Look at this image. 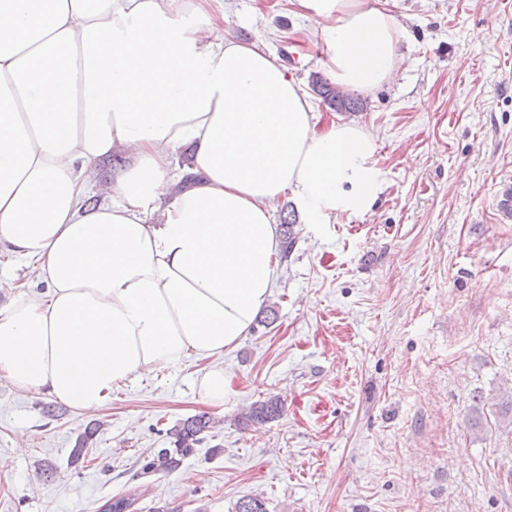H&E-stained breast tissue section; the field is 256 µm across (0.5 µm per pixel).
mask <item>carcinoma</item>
Listing matches in <instances>:
<instances>
[{"mask_svg":"<svg viewBox=\"0 0 512 512\" xmlns=\"http://www.w3.org/2000/svg\"><path fill=\"white\" fill-rule=\"evenodd\" d=\"M314 91L322 99L324 104L334 112H360L364 105L357 98H344L336 93V87L317 77L312 80ZM296 218L293 214L281 218L283 229L284 252L290 253L296 242L295 236ZM282 403L279 398L271 397L265 401L254 403L247 412L241 414L238 423L249 425L251 423L269 422L280 416ZM211 428L210 418L204 414L189 416L167 430V436L171 447L161 448L141 466L142 473L156 475L159 473H171L178 470L184 459L197 445L204 440L203 434ZM95 434V429L89 428L83 433L72 449L71 460L76 463L86 456L90 442ZM140 497L138 491H129L120 497H112L101 507V512H134V506Z\"/></svg>","mask_w":512,"mask_h":512,"instance_id":"carcinoma-1","label":"carcinoma"}]
</instances>
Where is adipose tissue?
<instances>
[{"label": "adipose tissue", "mask_w": 512, "mask_h": 512, "mask_svg": "<svg viewBox=\"0 0 512 512\" xmlns=\"http://www.w3.org/2000/svg\"><path fill=\"white\" fill-rule=\"evenodd\" d=\"M289 2L322 21L336 86L396 74L389 0ZM117 151L127 165L94 180ZM376 154L358 123L317 128L287 67L227 36L224 0H0V242L39 283L0 280V378L94 414L192 356L223 405L224 354L280 273L275 205L313 224L370 211Z\"/></svg>", "instance_id": "obj_1"}]
</instances>
